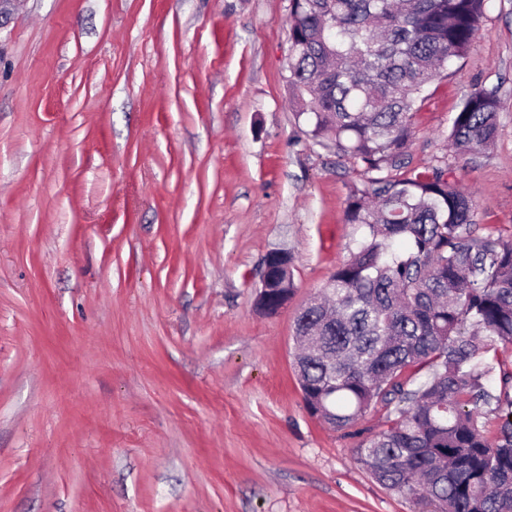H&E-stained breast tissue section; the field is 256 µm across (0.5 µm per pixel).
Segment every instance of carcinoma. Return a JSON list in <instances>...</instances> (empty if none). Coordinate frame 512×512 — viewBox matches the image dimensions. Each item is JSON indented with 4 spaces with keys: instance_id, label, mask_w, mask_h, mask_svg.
<instances>
[{
    "instance_id": "cac0c4a2",
    "label": "carcinoma",
    "mask_w": 512,
    "mask_h": 512,
    "mask_svg": "<svg viewBox=\"0 0 512 512\" xmlns=\"http://www.w3.org/2000/svg\"><path fill=\"white\" fill-rule=\"evenodd\" d=\"M487 0H290L288 83L307 139L355 160L345 222L365 228L296 323L306 410L351 428L372 408L382 430L356 460L382 487L431 512H512V235L477 232L450 169H406L416 105L466 58ZM501 103L478 90L447 135L462 154L493 144ZM264 314L286 301L279 280ZM426 379L417 381V375ZM504 413L495 439L482 409Z\"/></svg>"
}]
</instances>
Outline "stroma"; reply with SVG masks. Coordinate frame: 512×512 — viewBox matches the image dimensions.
Returning a JSON list of instances; mask_svg holds the SVG:
<instances>
[{"mask_svg":"<svg viewBox=\"0 0 512 512\" xmlns=\"http://www.w3.org/2000/svg\"><path fill=\"white\" fill-rule=\"evenodd\" d=\"M289 0H17L0 26V512H417L308 414L302 306L363 230L361 168L305 144ZM493 146L449 147L472 92ZM411 169L447 166L512 234V0L424 93ZM294 258L278 314L263 258Z\"/></svg>","mask_w":512,"mask_h":512,"instance_id":"stroma-1","label":"stroma"}]
</instances>
